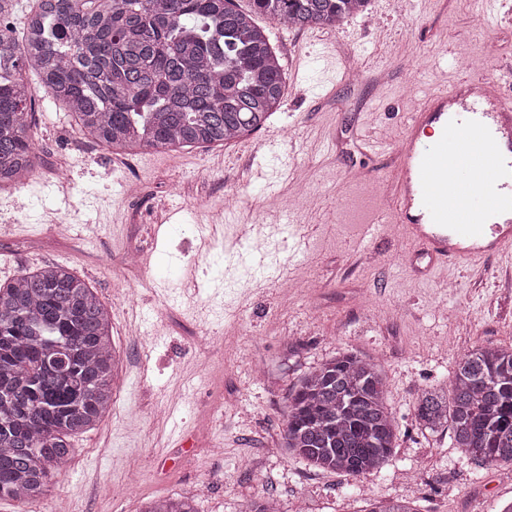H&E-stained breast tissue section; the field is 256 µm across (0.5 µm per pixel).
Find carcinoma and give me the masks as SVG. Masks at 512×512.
Masks as SVG:
<instances>
[{
    "label": "carcinoma",
    "mask_w": 512,
    "mask_h": 512,
    "mask_svg": "<svg viewBox=\"0 0 512 512\" xmlns=\"http://www.w3.org/2000/svg\"><path fill=\"white\" fill-rule=\"evenodd\" d=\"M0 0V190L37 165L29 77L47 107L114 153L228 146L261 129L285 91L281 57L255 16L295 29L334 26L369 0ZM111 316L69 267L47 264L0 282V499H41L112 405ZM418 425L449 433L485 467L512 463V346L487 343L424 388ZM283 447L318 469L358 479L387 465L398 425L382 367L349 349L304 373L288 395ZM143 512H196L159 497ZM366 512H418L375 502Z\"/></svg>",
    "instance_id": "1"
}]
</instances>
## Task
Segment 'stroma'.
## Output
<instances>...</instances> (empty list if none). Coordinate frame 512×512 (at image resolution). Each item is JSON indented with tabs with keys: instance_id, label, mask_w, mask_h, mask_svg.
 Masks as SVG:
<instances>
[{
	"instance_id": "stroma-1",
	"label": "stroma",
	"mask_w": 512,
	"mask_h": 512,
	"mask_svg": "<svg viewBox=\"0 0 512 512\" xmlns=\"http://www.w3.org/2000/svg\"><path fill=\"white\" fill-rule=\"evenodd\" d=\"M286 72L283 102L259 138H294L293 157L250 156L251 139L177 153L144 150L116 162L85 151L71 116L46 111L41 87L28 116L39 155L21 187L0 191V282L51 263L83 278L112 317L118 365L112 412L74 440L46 495L19 509L141 512L144 502L189 496L198 512H242L277 499L288 512H365L374 500H409L419 512H499L512 501V464L476 467L447 434L421 432V389L446 381L455 359L478 344L512 345V254L462 269L426 271V258L398 225H385L369 252L357 226L382 199L357 176L387 171L391 158L363 146L365 128L401 126L409 101L472 71L503 78L512 58V18L487 25L468 0H370L337 27L287 30L258 17ZM468 41L463 60L450 50ZM68 167L71 185L55 183ZM182 192L169 194V182ZM313 192L299 210L316 225L306 275L289 289L292 253L272 232L262 280L240 249L241 225L257 223L269 193L287 200L292 182ZM224 209L211 225L194 205ZM178 210L181 224L153 226ZM69 212L71 234L53 222ZM146 263L127 267L125 252ZM217 338L200 351L196 332ZM347 348L387 374L398 440L381 470L354 480L306 465L281 446L283 407L310 368Z\"/></svg>"
}]
</instances>
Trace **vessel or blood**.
Instances as JSON below:
<instances>
[{
  "instance_id": "vessel-or-blood-1",
  "label": "vessel or blood",
  "mask_w": 512,
  "mask_h": 512,
  "mask_svg": "<svg viewBox=\"0 0 512 512\" xmlns=\"http://www.w3.org/2000/svg\"><path fill=\"white\" fill-rule=\"evenodd\" d=\"M474 5L491 26L505 14L504 0ZM366 147L391 154L393 166L379 180L389 205L362 225V246L394 223L433 267L512 250V96L500 86L471 76L433 90L394 135L372 131Z\"/></svg>"
}]
</instances>
